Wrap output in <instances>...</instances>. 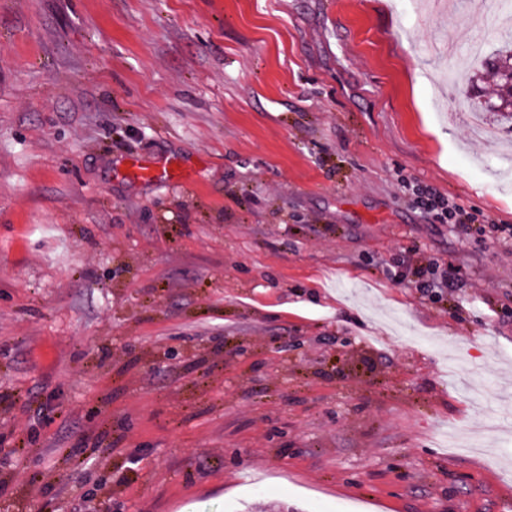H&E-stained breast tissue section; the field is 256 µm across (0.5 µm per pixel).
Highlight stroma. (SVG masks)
Returning a JSON list of instances; mask_svg holds the SVG:
<instances>
[{
  "instance_id": "1",
  "label": "stroma",
  "mask_w": 512,
  "mask_h": 512,
  "mask_svg": "<svg viewBox=\"0 0 512 512\" xmlns=\"http://www.w3.org/2000/svg\"><path fill=\"white\" fill-rule=\"evenodd\" d=\"M507 10L0 0V512H512ZM487 59L482 64V60L478 62L477 66L473 69L471 75L469 76L468 82L473 83L476 81V84L480 81L483 82L486 79H492L496 85L499 84V86L502 88V91L504 92V97L502 98V101L499 105L496 106H502L503 103H507L508 105V75L506 74V71L501 67L496 68H487L486 67ZM135 169L139 179L156 184L168 182L174 174L171 168L146 162H137ZM412 190L415 194H418L419 201L417 202L423 208L428 210H436L438 207L441 208L440 218L442 220L448 219L451 220L455 217L456 213L459 215L458 218V229L462 234H467L469 227L467 226L465 220L461 218L460 211L455 209L454 212L448 209V203H445L444 197H442L437 192H434L431 188H422L418 187L415 189V186L412 187ZM447 205V209L444 206ZM440 266L434 263H419L415 264L410 273L414 278L416 288L422 294H432L435 292L442 293L445 289L451 290L455 288L454 283V269L447 266L439 271Z\"/></svg>"
}]
</instances>
